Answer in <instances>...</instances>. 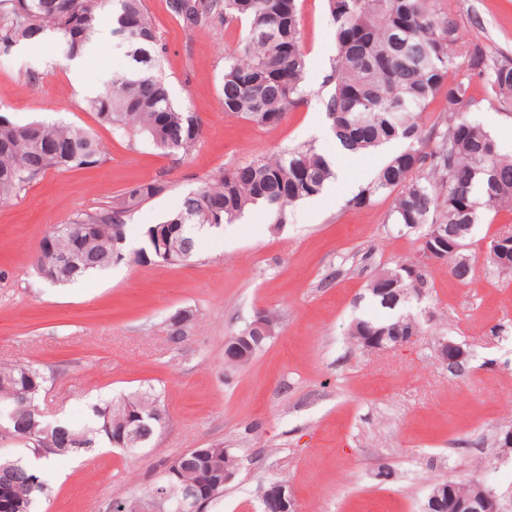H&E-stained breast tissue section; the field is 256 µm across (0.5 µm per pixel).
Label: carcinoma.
<instances>
[{"label": "carcinoma", "mask_w": 512, "mask_h": 512, "mask_svg": "<svg viewBox=\"0 0 512 512\" xmlns=\"http://www.w3.org/2000/svg\"><path fill=\"white\" fill-rule=\"evenodd\" d=\"M167 7L188 29L244 24L237 54L224 61L225 112L275 126L304 103L308 59L296 0H167ZM327 7L338 53L325 112L336 142L352 156L395 140L407 143L351 205L366 207L391 196L387 223L423 239L438 232L468 244L481 215L512 208V155L501 152L482 124L464 118L467 111L493 110L512 119V60L492 59L480 40L462 38L454 13L442 8L440 0H327ZM105 18L112 35L127 46L129 61L103 91L86 100L88 109L120 136L145 139L166 154L189 155L199 142L201 123L170 98L161 69L166 47L144 0H0V53L54 35L70 60ZM457 58L464 66L456 65ZM434 103L438 116L424 129L422 113ZM100 162V143L88 129L62 122L20 125L0 115V202L49 170L91 168ZM334 178L331 160L311 145L211 174L156 224L167 242L159 254L125 253L116 229L126 228L130 215L167 185L130 183L96 210L77 213L54 228L48 234L54 254L36 253V270L44 280L64 285L126 258L138 264L168 265L170 256L187 262L198 256V236L210 225L231 224L254 209L283 224L288 206L322 193ZM56 254L72 256L73 263L55 265ZM443 258L452 261L457 281L470 279L467 250L448 251ZM406 267L418 268L417 277L394 289L398 298L382 291L394 270L374 276L369 294L388 316L356 320L351 336L368 329L387 336L421 330L417 317L403 307L406 293L428 287L427 271L414 261ZM191 326L165 325L169 344L182 348ZM53 378L28 363L0 366V440L18 438L29 454L49 459L110 445L121 430V449L135 451L151 443L165 423L163 401L151 387L92 405L82 429L67 422L45 423L35 408ZM163 466L161 478L143 497L163 493L175 503L205 472L221 479L224 472L237 471L238 459L224 443L215 442L190 448ZM478 484L449 479L436 488L446 505L450 497L476 495ZM0 485L9 490L12 512H34L38 500L48 495L46 482L20 459L0 460Z\"/></svg>", "instance_id": "carcinoma-1"}]
</instances>
